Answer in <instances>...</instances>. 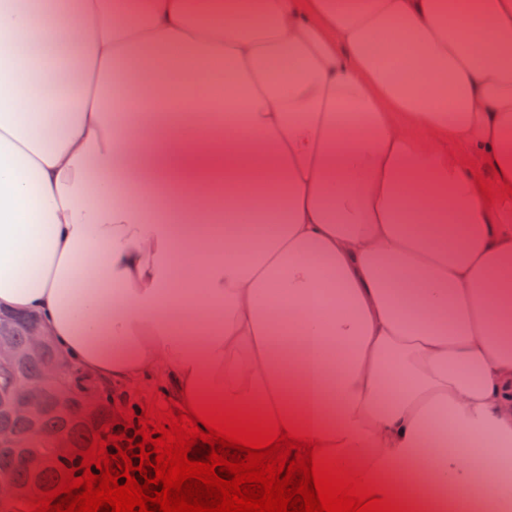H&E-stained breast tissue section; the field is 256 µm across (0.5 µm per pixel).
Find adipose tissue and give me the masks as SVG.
Instances as JSON below:
<instances>
[{
    "mask_svg": "<svg viewBox=\"0 0 512 512\" xmlns=\"http://www.w3.org/2000/svg\"><path fill=\"white\" fill-rule=\"evenodd\" d=\"M493 170L512 0H0V313L103 383L292 420L425 512H512ZM90 378L92 385H94L95 387H99L98 397L100 402H102L101 399L106 401L104 398L106 391L112 392V406L114 405V400H117V406H122L119 397H122L124 399L127 398L130 400V402H133V399L135 397V393H133L134 389L148 390V392H151V388H155V386H158V391H162V394L166 395L165 400H167V397H172L175 400V395L170 387L167 375L164 372L157 369H149L146 375L143 374L141 378L117 390L114 388L104 387L94 377L90 376ZM162 394H160L159 399H161Z\"/></svg>",
    "mask_w": 512,
    "mask_h": 512,
    "instance_id": "1",
    "label": "adipose tissue"
}]
</instances>
